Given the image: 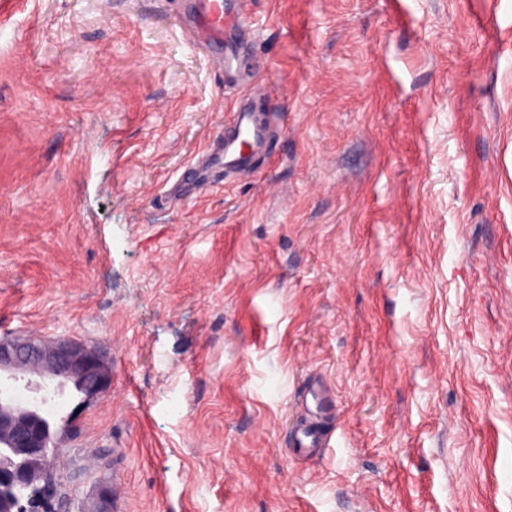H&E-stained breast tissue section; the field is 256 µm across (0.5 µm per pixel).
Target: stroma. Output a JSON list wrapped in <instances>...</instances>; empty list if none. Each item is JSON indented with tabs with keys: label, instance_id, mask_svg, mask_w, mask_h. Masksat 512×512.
<instances>
[{
	"label": "stroma",
	"instance_id": "35a3bbf8",
	"mask_svg": "<svg viewBox=\"0 0 512 512\" xmlns=\"http://www.w3.org/2000/svg\"><path fill=\"white\" fill-rule=\"evenodd\" d=\"M192 3L0 0V339L112 372L60 399L75 507L512 512V0ZM197 21L211 42L224 41V0H197ZM232 124L228 134H224V152L220 159L224 169L249 168L253 162L252 152L244 150L242 143H250L253 147L261 143L266 138L265 129L256 125L246 110L234 112Z\"/></svg>",
	"mask_w": 512,
	"mask_h": 512
}]
</instances>
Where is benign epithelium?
Returning a JSON list of instances; mask_svg holds the SVG:
<instances>
[{"mask_svg":"<svg viewBox=\"0 0 512 512\" xmlns=\"http://www.w3.org/2000/svg\"><path fill=\"white\" fill-rule=\"evenodd\" d=\"M21 374L39 377V381L28 383L38 392L53 381L59 388L71 384L85 402L102 398L112 389V373L100 355L66 338L52 342L33 337L1 339L0 379L16 381ZM51 438H57V431L42 421L38 401L0 397V447L4 449L0 455V512H22L12 492L22 484L36 487L35 512H52L62 501L57 495L61 476L45 464ZM62 502L67 512H72L71 499Z\"/></svg>","mask_w":512,"mask_h":512,"instance_id":"7a95c632","label":"benign epithelium"}]
</instances>
